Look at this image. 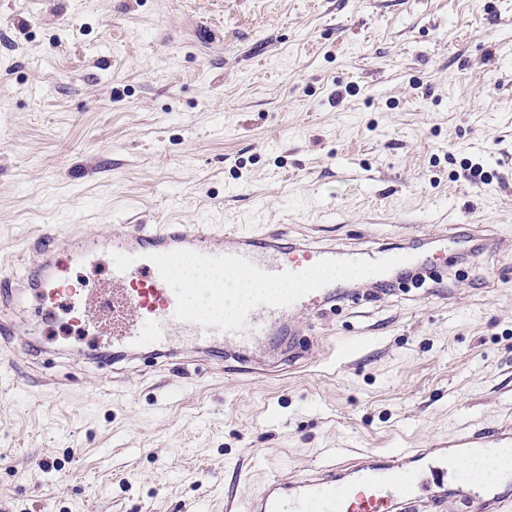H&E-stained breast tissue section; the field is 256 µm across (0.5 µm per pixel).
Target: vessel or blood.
<instances>
[{"mask_svg":"<svg viewBox=\"0 0 512 512\" xmlns=\"http://www.w3.org/2000/svg\"><path fill=\"white\" fill-rule=\"evenodd\" d=\"M285 237L239 227L210 224H118L104 234L77 237L72 260L98 269L102 255L112 259L106 283L96 291L62 285L56 278L55 238L45 235L35 247L37 260L19 278L0 279V339L14 338L17 313L64 314L82 336L106 339V354L95 363L118 357H148L166 363L194 364L208 359L215 368L241 365L244 374L268 377L265 360L276 337L296 336L307 321V298L324 303L344 298L335 284L321 280L328 266L363 268L377 284L389 271L411 264L404 248L355 252L342 243L285 245ZM191 251L197 264L241 270L270 291L240 305L230 317L194 315L188 291L171 277L168 254L175 247ZM512 447V423L492 428L466 427L450 439L424 448L346 454L303 475L269 478L246 501L227 498L224 512H306L320 501L329 512H442L460 504L466 512H512V462L503 464L496 485L477 489L451 463L450 453H485Z\"/></svg>","mask_w":512,"mask_h":512,"instance_id":"b4317fda","label":"vessel or blood"}]
</instances>
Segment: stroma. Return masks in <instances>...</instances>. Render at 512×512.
Masks as SVG:
<instances>
[{"instance_id":"1","label":"stroma","mask_w":512,"mask_h":512,"mask_svg":"<svg viewBox=\"0 0 512 512\" xmlns=\"http://www.w3.org/2000/svg\"><path fill=\"white\" fill-rule=\"evenodd\" d=\"M131 218L368 250L406 224L428 270L325 310L314 333L359 351L275 381L114 382L65 315L26 317L45 353L0 362V512H224L340 448L512 419V0H0L5 273ZM455 224L484 250L449 255Z\"/></svg>"}]
</instances>
